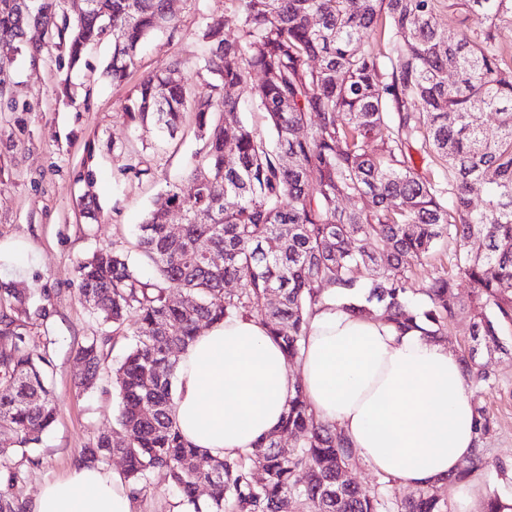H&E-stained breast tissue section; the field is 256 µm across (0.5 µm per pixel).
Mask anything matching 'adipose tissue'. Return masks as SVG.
Segmentation results:
<instances>
[{
	"instance_id": "1",
	"label": "adipose tissue",
	"mask_w": 512,
	"mask_h": 512,
	"mask_svg": "<svg viewBox=\"0 0 512 512\" xmlns=\"http://www.w3.org/2000/svg\"><path fill=\"white\" fill-rule=\"evenodd\" d=\"M298 363L290 376L257 320L209 325L178 362L174 418L182 436L218 457L253 447L278 429L300 387L376 474L415 489L449 479L453 512H483L487 489L457 477L477 434L466 374L445 343L353 316L328 299L309 323ZM31 510L133 512V500L122 472L77 465L45 483Z\"/></svg>"
}]
</instances>
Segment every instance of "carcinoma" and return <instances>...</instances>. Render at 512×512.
Listing matches in <instances>:
<instances>
[{
    "mask_svg": "<svg viewBox=\"0 0 512 512\" xmlns=\"http://www.w3.org/2000/svg\"><path fill=\"white\" fill-rule=\"evenodd\" d=\"M236 2L233 38L221 16L196 33L203 90L185 86L173 59L125 100L129 124L171 135L193 113L202 157L139 226L138 247L156 277H142L114 248L78 266L80 300L101 334L77 350L85 364L77 385L95 387L111 350L124 348L112 368L117 430L99 433L78 463L104 467L121 456L136 500L151 474L165 471L173 494L160 512H447L444 484L392 505L358 487L348 475L350 443L315 417L298 387L275 433L234 457L207 459L176 427L174 383L179 354L200 325L226 318L261 321L296 364L326 285L341 289L336 307L420 328L433 340L468 314L474 345L461 360L470 381L488 380L478 352L508 353L501 336L512 327V48L499 37L512 23V0ZM66 3L0 0V45L32 54L50 46L74 69L110 38L103 74L121 84L142 44L172 22L170 0H93L74 16ZM442 5L457 14L461 37L436 26ZM32 29L45 40L30 43ZM254 75L252 102L267 134L240 118L229 94ZM479 112L495 115V137ZM415 151L447 176L417 169ZM477 185L486 188L480 209L472 205ZM174 210L184 221L178 236L167 228ZM442 242L455 244L454 263L415 303L413 271ZM461 279L473 288L466 302ZM171 288L182 291L176 302ZM49 344L31 349L24 324L0 314V428L15 436L0 457L33 467L40 465L33 445L57 416ZM472 402L481 444L493 421L479 399ZM283 436L293 440L286 451ZM24 476L6 470L0 512H26L9 493ZM200 485L208 488L203 496Z\"/></svg>",
    "mask_w": 512,
    "mask_h": 512,
    "instance_id": "carcinoma-1",
    "label": "carcinoma"
}]
</instances>
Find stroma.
Instances as JSON below:
<instances>
[{
    "label": "stroma",
    "mask_w": 512,
    "mask_h": 512,
    "mask_svg": "<svg viewBox=\"0 0 512 512\" xmlns=\"http://www.w3.org/2000/svg\"><path fill=\"white\" fill-rule=\"evenodd\" d=\"M172 15L170 27L141 47L138 68L125 84L103 75L111 53L105 42L73 72L56 50L34 60L16 56L11 95L0 101V242L15 247L11 260L0 259V312L9 308L11 288L45 300V316L29 315L26 334L38 345L52 342L58 404L55 423L34 447L40 465L11 489L27 504L45 482L65 477L80 450L98 430L111 428L117 414L115 395L76 385V350L100 331L79 301L78 265L114 247L128 253L143 277H153L152 264L135 247L138 227L202 148L189 120L173 136L152 125L131 126L124 100L131 85L173 57L185 63V83L196 86L203 54L198 28L220 16L231 36L238 24L235 0H172ZM480 360L490 373L481 402L494 429L483 444L487 464L476 476L511 501L512 351L484 352Z\"/></svg>",
    "instance_id": "1"
}]
</instances>
